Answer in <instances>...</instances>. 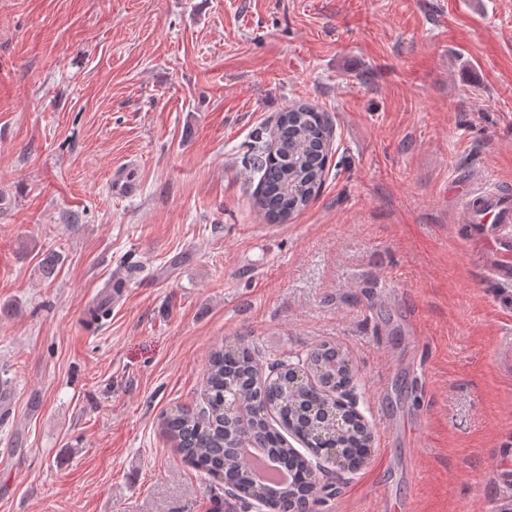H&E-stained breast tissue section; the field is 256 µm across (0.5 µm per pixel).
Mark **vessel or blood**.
<instances>
[{
  "label": "vessel or blood",
  "mask_w": 512,
  "mask_h": 512,
  "mask_svg": "<svg viewBox=\"0 0 512 512\" xmlns=\"http://www.w3.org/2000/svg\"><path fill=\"white\" fill-rule=\"evenodd\" d=\"M454 193L471 250L488 278L501 288L500 305L508 306L512 303V193L468 185L456 187Z\"/></svg>",
  "instance_id": "obj_1"
}]
</instances>
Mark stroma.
Listing matches in <instances>:
<instances>
[{"mask_svg": "<svg viewBox=\"0 0 512 512\" xmlns=\"http://www.w3.org/2000/svg\"><path fill=\"white\" fill-rule=\"evenodd\" d=\"M299 101L333 150L270 224L242 156ZM464 182L512 191V0H0V512H239L159 426L239 337L353 364L371 456L318 512H512Z\"/></svg>", "mask_w": 512, "mask_h": 512, "instance_id": "obj_1", "label": "stroma"}]
</instances>
